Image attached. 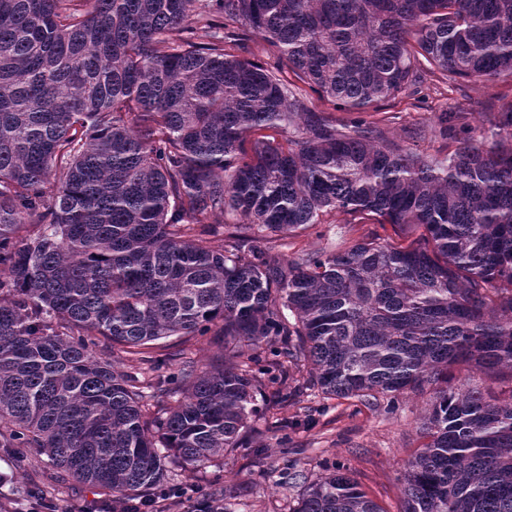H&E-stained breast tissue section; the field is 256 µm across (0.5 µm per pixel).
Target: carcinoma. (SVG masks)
Returning <instances> with one entry per match:
<instances>
[{
  "label": "carcinoma",
  "mask_w": 512,
  "mask_h": 512,
  "mask_svg": "<svg viewBox=\"0 0 512 512\" xmlns=\"http://www.w3.org/2000/svg\"><path fill=\"white\" fill-rule=\"evenodd\" d=\"M260 39L276 66L239 55ZM512 75V0H0V448L136 503L241 447L258 398L310 365L338 398L430 392L403 512H512V111L483 149L406 152L310 109L416 81ZM420 231L283 262L328 211ZM229 217L227 235L211 228ZM171 336H216L201 367ZM119 355L96 353L100 339ZM276 339L271 359L258 350ZM157 412L148 416L146 390ZM37 484L13 485L4 508ZM295 512H382L339 470Z\"/></svg>",
  "instance_id": "obj_1"
}]
</instances>
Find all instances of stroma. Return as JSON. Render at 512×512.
Listing matches in <instances>:
<instances>
[{
	"label": "stroma",
	"mask_w": 512,
	"mask_h": 512,
	"mask_svg": "<svg viewBox=\"0 0 512 512\" xmlns=\"http://www.w3.org/2000/svg\"><path fill=\"white\" fill-rule=\"evenodd\" d=\"M512 110V76L490 80H450L422 72L418 84L366 112L402 148L434 157L451 152L458 138L474 135L483 147L497 139L500 113ZM450 116L451 139L439 134L437 118ZM358 240L377 235L404 246L413 235L378 223L374 217L332 211L320 223L299 231L287 243L260 241L270 255L292 259L304 252L335 249L341 232ZM307 372L282 385L296 392L299 405L283 404L251 416L244 445L224 459L221 467L195 470L170 467L171 484L200 497L222 488L230 512H292L307 486L326 469L340 466L359 483L383 512H401L404 464L424 440L419 428L429 396L408 391L394 410L382 402H361L321 394L306 383ZM59 512H110L112 500L97 488L68 482L56 492Z\"/></svg>",
	"instance_id": "stroma-1"
}]
</instances>
